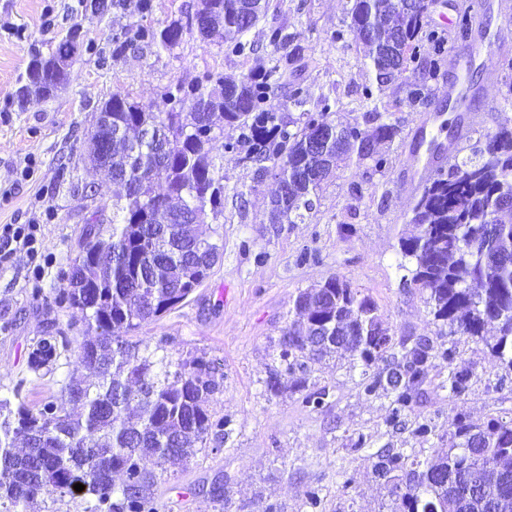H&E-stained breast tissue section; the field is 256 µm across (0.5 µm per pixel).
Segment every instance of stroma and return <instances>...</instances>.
<instances>
[{
  "mask_svg": "<svg viewBox=\"0 0 512 512\" xmlns=\"http://www.w3.org/2000/svg\"><path fill=\"white\" fill-rule=\"evenodd\" d=\"M471 0H445L426 20L444 38L446 51H460L475 41L490 54L475 57L477 77L468 93L469 111L445 112L442 122H425L426 108L412 103L405 82L375 91L391 103L389 122L399 129L381 145L389 164L377 171L370 163L339 167L322 186L316 209L301 224H273L269 201L278 185L257 179L252 164L225 153L236 127L217 131L211 154L223 167L224 210L208 218L202 231L220 248L210 276L185 300L160 317L141 323L125 337L155 346L165 340L173 357L197 354L217 359L224 374L219 392L208 398L215 417L227 419L226 442L210 440L189 460L166 463L158 481V512H382L388 502L384 482L372 473V450L391 443L398 448L428 446L444 452L447 440L388 432V400L359 392V369L351 357L336 355L311 367V379L326 389L320 409L301 404L297 394L271 395L265 381L279 352L281 330L299 290L335 277L369 294L395 336L424 337L453 345L456 364L472 368L469 390L452 396L442 382L448 375L433 363L416 408L417 414L446 426L458 414L481 423L490 417L512 418V389L498 387L503 368L491 351L492 335L450 338L429 312L427 294L406 287L400 250L414 226L412 207L420 193L417 168L428 153L426 143H443V159L453 158L481 135L512 127V0H487L482 27L461 30L457 21ZM137 0L101 15H90L82 0H0V224H34L42 273L25 254L0 268V396L21 386L29 406L51 400L68 407L65 386L71 376L93 383L95 376L66 359L50 372L28 367L36 337L55 331L94 337L81 313L57 306L78 240L101 201L123 194L124 187L86 159L88 132L98 106L121 91L153 110H166V93L211 71L228 80L248 70L269 68L277 55L265 38L268 25L293 35L301 60L297 78L312 95L332 90L343 119L364 121L371 108L363 89L373 81L361 47L345 29L348 0H273L265 21L248 34L257 52L251 58L228 56L223 46L185 33L166 51L156 47L112 53V35L136 21L151 26L186 19L197 0H154L147 17ZM84 43L68 67V81L51 97H31L18 106L15 91L33 55L55 51L72 27ZM344 40H335L336 30ZM29 177H22L26 166ZM354 225L345 234L343 225ZM365 435L369 448L349 454L351 438ZM318 490L319 507L306 502ZM229 510H222L223 496Z\"/></svg>",
  "mask_w": 512,
  "mask_h": 512,
  "instance_id": "stroma-1",
  "label": "stroma"
}]
</instances>
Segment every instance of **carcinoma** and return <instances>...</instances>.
Instances as JSON below:
<instances>
[{
  "instance_id": "carcinoma-1",
  "label": "carcinoma",
  "mask_w": 512,
  "mask_h": 512,
  "mask_svg": "<svg viewBox=\"0 0 512 512\" xmlns=\"http://www.w3.org/2000/svg\"><path fill=\"white\" fill-rule=\"evenodd\" d=\"M350 2V30L377 86L404 78L413 65L439 66L443 40L423 23L435 0ZM269 9V0H198L184 22L133 24L112 35V53L139 42L170 51L196 29L224 46V54L249 58L257 48L247 34ZM266 40L280 53L274 66L231 82L206 71L188 86L169 89L166 112L120 92L100 106L112 116V128L89 134L87 160L97 165L100 140L111 137L112 180L126 192L112 201V216L105 205L93 213L59 296L99 336H41L30 358L32 370H48L68 352L98 381L66 384L70 400L83 409L78 417L51 400L31 408L17 389L11 399L0 397V512H28L41 495L81 498L84 512H156L157 470L195 455L226 426L206 406L223 378L217 360L200 354L156 361L149 348L120 336L182 302L209 277L212 264L197 251L194 224L224 207V176L209 153L215 115L239 130L224 151L255 165L259 179L273 173L278 190L272 212L280 224L303 222L322 182L340 164L355 158L386 168L388 159L376 144L398 135L394 124L382 120L389 108H372L369 132L331 118L337 102L323 92L313 108L285 119L274 104L278 91L288 89L298 106L311 96L295 79L297 57L283 28L269 26ZM423 41L433 45L436 58L420 59ZM55 60L54 52L30 60L18 103L32 92L50 96L66 80L67 73L52 72ZM407 87L415 103L428 104L425 81ZM506 198L512 200V128L501 127L426 181L410 220L418 231L401 239L400 248L413 263L409 284L428 292L434 319L448 326L449 335L466 338L482 337L487 324H496L491 350L512 372V222L501 219L512 203L501 204ZM292 313L279 343L283 369L271 373L270 391L278 392L286 376L303 404L321 406L327 393L310 388L309 363L345 350L361 367L359 390L390 400L389 431L426 437L436 424L416 416L414 406L430 365L438 360L448 367L450 394L469 389L473 371L454 365L453 348H437L426 338L411 344L396 339L375 301L348 282L331 278L300 291ZM446 434L444 456L391 446L372 454L378 479L405 473V481L391 486L390 512H512V420L474 424L457 415ZM115 474L122 476L118 485ZM76 483L84 490L76 491Z\"/></svg>"
}]
</instances>
